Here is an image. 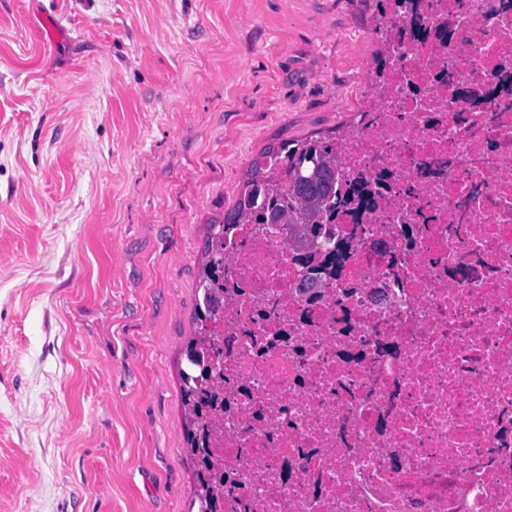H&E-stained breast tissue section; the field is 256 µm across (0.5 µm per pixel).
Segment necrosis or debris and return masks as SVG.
Masks as SVG:
<instances>
[{
	"label": "necrosis or debris",
	"mask_w": 512,
	"mask_h": 512,
	"mask_svg": "<svg viewBox=\"0 0 512 512\" xmlns=\"http://www.w3.org/2000/svg\"><path fill=\"white\" fill-rule=\"evenodd\" d=\"M336 142L341 255L224 232V512H512V7L384 0Z\"/></svg>",
	"instance_id": "4bbe7bcc"
}]
</instances>
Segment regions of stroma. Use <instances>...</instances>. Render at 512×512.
<instances>
[{"label": "stroma", "mask_w": 512, "mask_h": 512, "mask_svg": "<svg viewBox=\"0 0 512 512\" xmlns=\"http://www.w3.org/2000/svg\"><path fill=\"white\" fill-rule=\"evenodd\" d=\"M376 12L0 0V512H197L180 371L207 223L264 149L353 125Z\"/></svg>", "instance_id": "1"}]
</instances>
